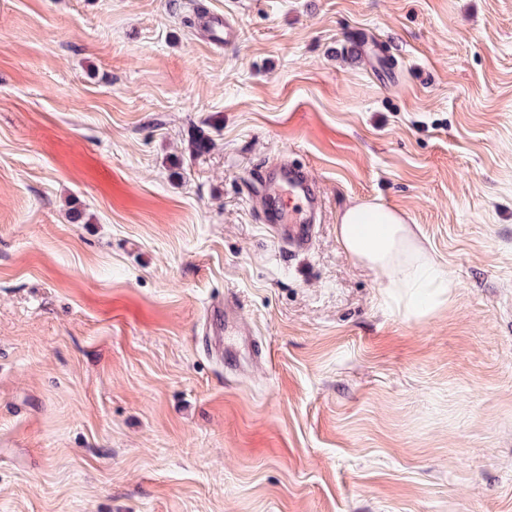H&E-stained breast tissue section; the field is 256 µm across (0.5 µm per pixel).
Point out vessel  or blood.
Masks as SVG:
<instances>
[{
    "instance_id": "b4317fda",
    "label": "vessel or blood",
    "mask_w": 512,
    "mask_h": 512,
    "mask_svg": "<svg viewBox=\"0 0 512 512\" xmlns=\"http://www.w3.org/2000/svg\"><path fill=\"white\" fill-rule=\"evenodd\" d=\"M209 37L233 43L239 29L224 15L212 13L202 19ZM261 208L259 221L280 241L298 250L312 243L321 200L315 181L300 168L285 164L259 175Z\"/></svg>"
}]
</instances>
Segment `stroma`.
Segmentation results:
<instances>
[{
	"mask_svg": "<svg viewBox=\"0 0 512 512\" xmlns=\"http://www.w3.org/2000/svg\"><path fill=\"white\" fill-rule=\"evenodd\" d=\"M374 204L451 305L345 251ZM0 512H512V0H0ZM202 26L205 27L209 37L214 42L230 44L238 40L239 29L235 23L222 14H207L202 18ZM259 222L296 250L310 247L321 200L315 181L302 169L284 164L259 175Z\"/></svg>",
	"mask_w": 512,
	"mask_h": 512,
	"instance_id": "stroma-1",
	"label": "stroma"
}]
</instances>
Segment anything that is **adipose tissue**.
Returning a JSON list of instances; mask_svg holds the SVG:
<instances>
[{
	"label": "adipose tissue",
	"mask_w": 512,
	"mask_h": 512,
	"mask_svg": "<svg viewBox=\"0 0 512 512\" xmlns=\"http://www.w3.org/2000/svg\"><path fill=\"white\" fill-rule=\"evenodd\" d=\"M338 236L350 254L387 277L389 300L421 316L452 303L447 273L421 259L409 225L392 210L380 205L349 208Z\"/></svg>",
	"instance_id": "ef3b65f1"
}]
</instances>
